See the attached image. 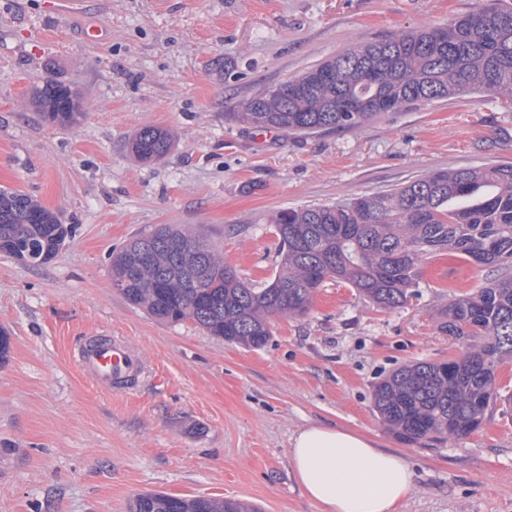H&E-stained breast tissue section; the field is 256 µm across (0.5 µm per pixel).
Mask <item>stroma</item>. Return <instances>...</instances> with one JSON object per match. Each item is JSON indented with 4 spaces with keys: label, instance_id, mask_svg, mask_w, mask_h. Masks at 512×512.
Returning <instances> with one entry per match:
<instances>
[{
    "label": "stroma",
    "instance_id": "obj_1",
    "mask_svg": "<svg viewBox=\"0 0 512 512\" xmlns=\"http://www.w3.org/2000/svg\"><path fill=\"white\" fill-rule=\"evenodd\" d=\"M482 0H0V189L55 211L69 235L50 262L0 255V512H128L160 491L244 499L259 512H318L296 482L290 439L311 423L361 432L415 472L401 512H512V410L478 431L407 443L374 385L404 364L462 357L441 333L453 295L494 271L457 253L422 266L414 296L380 309L326 281L303 316L274 319L264 347L152 319L112 287L111 255L158 224L202 235L242 280L277 270L273 213L401 186L440 169L512 163V107L451 97L351 129L292 137L230 120L260 89L344 49L426 29ZM95 27L99 38L85 30ZM76 90L78 125L28 101L45 79ZM171 150L138 162L143 126ZM126 341L143 372L106 392L79 373L88 337Z\"/></svg>",
    "mask_w": 512,
    "mask_h": 512
}]
</instances>
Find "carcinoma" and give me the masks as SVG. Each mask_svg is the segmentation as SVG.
<instances>
[{"label":"carcinoma","mask_w":512,"mask_h":512,"mask_svg":"<svg viewBox=\"0 0 512 512\" xmlns=\"http://www.w3.org/2000/svg\"><path fill=\"white\" fill-rule=\"evenodd\" d=\"M471 93L512 105V7L490 3L427 30L352 46L298 78L258 91L232 116L292 134L359 127L388 112ZM31 100L50 122L75 126L83 113L53 79ZM172 136L142 127L130 147L142 162L163 159ZM280 270L255 288L197 233L159 224L112 255V287L154 319L191 320L248 348L264 346L271 321L300 316L328 280L344 282L383 309L405 303L420 267L444 251L502 275L453 298L439 330L475 344L460 359L415 362L373 388L384 423L404 441L450 439L477 431L488 409L511 402L495 372L512 359V164L436 170L401 187L335 205L273 215ZM58 214L18 190H0V254L41 265L65 244ZM130 512H258L238 499L136 495Z\"/></svg>","instance_id":"1"}]
</instances>
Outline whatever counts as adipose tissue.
Masks as SVG:
<instances>
[{
	"label": "adipose tissue",
	"instance_id": "1",
	"mask_svg": "<svg viewBox=\"0 0 512 512\" xmlns=\"http://www.w3.org/2000/svg\"><path fill=\"white\" fill-rule=\"evenodd\" d=\"M290 462L319 512H398L415 488V473L403 458L335 425L298 430Z\"/></svg>",
	"mask_w": 512,
	"mask_h": 512
}]
</instances>
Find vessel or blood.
<instances>
[{"label":"vessel or blood","mask_w":512,"mask_h":512,"mask_svg":"<svg viewBox=\"0 0 512 512\" xmlns=\"http://www.w3.org/2000/svg\"><path fill=\"white\" fill-rule=\"evenodd\" d=\"M78 357L83 373L104 390L132 386L142 371L140 356L118 339L89 341L81 348Z\"/></svg>","instance_id":"1"}]
</instances>
